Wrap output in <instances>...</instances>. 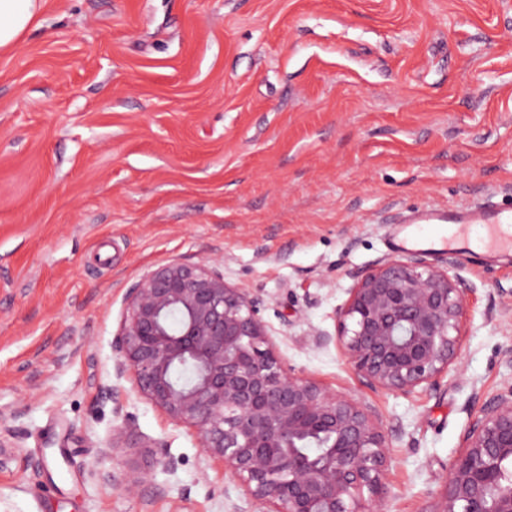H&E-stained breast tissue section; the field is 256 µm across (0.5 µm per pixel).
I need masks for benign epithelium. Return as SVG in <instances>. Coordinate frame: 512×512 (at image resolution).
Masks as SVG:
<instances>
[{
  "label": "benign epithelium",
  "instance_id": "obj_1",
  "mask_svg": "<svg viewBox=\"0 0 512 512\" xmlns=\"http://www.w3.org/2000/svg\"><path fill=\"white\" fill-rule=\"evenodd\" d=\"M419 255L384 258L349 273L337 309L339 343L372 388L410 395L456 368L468 337L469 293L451 270ZM181 324L169 326L171 315ZM117 377L176 425L266 512H382L386 436L354 397L285 366L250 289L228 282L215 260L170 259L124 297L112 341ZM195 371L192 381L178 372ZM326 452H297L307 439ZM431 512H512V385L484 400Z\"/></svg>",
  "mask_w": 512,
  "mask_h": 512
}]
</instances>
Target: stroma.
<instances>
[{"label":"stroma","mask_w":512,"mask_h":512,"mask_svg":"<svg viewBox=\"0 0 512 512\" xmlns=\"http://www.w3.org/2000/svg\"><path fill=\"white\" fill-rule=\"evenodd\" d=\"M488 200L512 206V0H45L0 53V512H264L115 375L125 293L172 258L218 259L288 364L373 412L384 512H431L512 383V252L462 255L438 388L372 389L313 334L351 272L446 266L395 229Z\"/></svg>","instance_id":"obj_1"}]
</instances>
